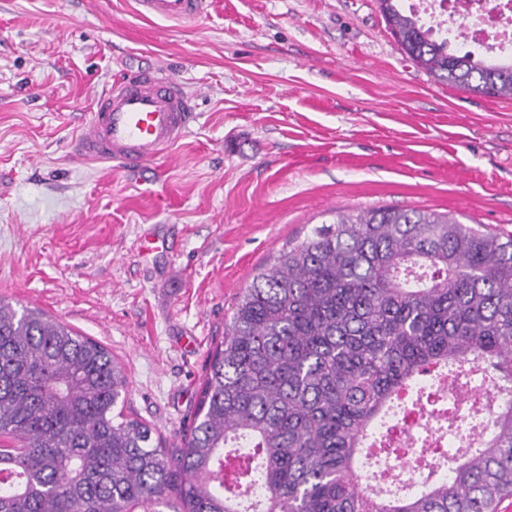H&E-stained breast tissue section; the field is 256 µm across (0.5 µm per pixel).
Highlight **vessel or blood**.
Listing matches in <instances>:
<instances>
[{
    "mask_svg": "<svg viewBox=\"0 0 512 512\" xmlns=\"http://www.w3.org/2000/svg\"><path fill=\"white\" fill-rule=\"evenodd\" d=\"M207 4L208 0H138L144 16L183 23L198 19ZM192 118L183 84L155 68L95 92L91 115L74 140L73 154L140 172L185 137Z\"/></svg>",
    "mask_w": 512,
    "mask_h": 512,
    "instance_id": "1",
    "label": "vessel or blood"
}]
</instances>
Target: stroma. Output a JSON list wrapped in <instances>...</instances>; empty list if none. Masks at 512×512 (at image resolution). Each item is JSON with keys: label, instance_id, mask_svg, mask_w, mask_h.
<instances>
[{"label": "stroma", "instance_id": "obj_1", "mask_svg": "<svg viewBox=\"0 0 512 512\" xmlns=\"http://www.w3.org/2000/svg\"><path fill=\"white\" fill-rule=\"evenodd\" d=\"M158 62L196 98L189 133L144 173L74 159L94 91ZM385 207L512 234V99L437 81L377 0H210L191 25L0 0V298L105 345L168 446L260 267Z\"/></svg>", "mask_w": 512, "mask_h": 512}]
</instances>
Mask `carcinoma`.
<instances>
[{"mask_svg": "<svg viewBox=\"0 0 512 512\" xmlns=\"http://www.w3.org/2000/svg\"><path fill=\"white\" fill-rule=\"evenodd\" d=\"M401 0H378L439 81L512 99V62L448 52ZM498 393L478 438L414 492L368 483L365 442L416 386ZM127 376L102 343L0 300V512H496L512 497V237L449 213L372 208L282 248L209 353L178 448L116 411Z\"/></svg>", "mask_w": 512, "mask_h": 512, "instance_id": "obj_1", "label": "carcinoma"}]
</instances>
